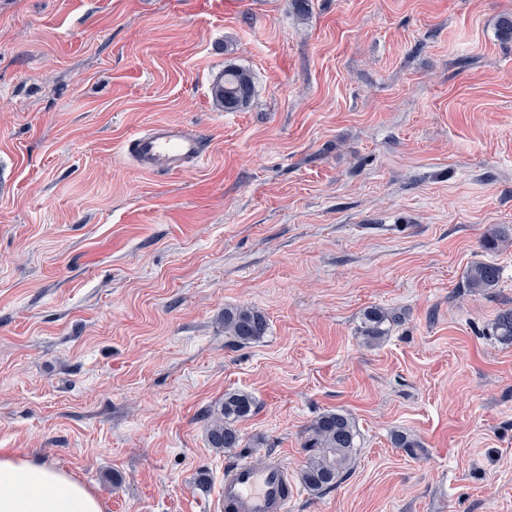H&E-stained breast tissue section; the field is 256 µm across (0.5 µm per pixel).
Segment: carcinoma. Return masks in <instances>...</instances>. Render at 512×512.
Returning <instances> with one entry per match:
<instances>
[{
	"label": "carcinoma",
	"instance_id": "1",
	"mask_svg": "<svg viewBox=\"0 0 512 512\" xmlns=\"http://www.w3.org/2000/svg\"><path fill=\"white\" fill-rule=\"evenodd\" d=\"M213 98L225 111L245 108L254 93L251 73L234 65L224 66V73L211 87ZM501 270L493 262L475 261L466 272L467 287L486 292L498 287ZM396 317L380 308L364 313L360 334L367 344H376L388 336ZM268 329L266 316L249 307L224 309V333L239 346L259 341ZM493 335L502 344L512 345V308L501 310L493 324ZM254 398L244 392L228 393L220 413L214 417L206 431L210 447L229 451L242 447L244 438L237 423L248 419L254 411ZM358 432L349 414L342 410L321 414L310 426L306 461L300 472L301 483L313 492L332 490L347 474L358 451Z\"/></svg>",
	"mask_w": 512,
	"mask_h": 512
}]
</instances>
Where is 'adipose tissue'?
Masks as SVG:
<instances>
[{
    "instance_id": "ef3b65f1",
    "label": "adipose tissue",
    "mask_w": 512,
    "mask_h": 512,
    "mask_svg": "<svg viewBox=\"0 0 512 512\" xmlns=\"http://www.w3.org/2000/svg\"><path fill=\"white\" fill-rule=\"evenodd\" d=\"M0 512H105V504L68 473L0 450Z\"/></svg>"
}]
</instances>
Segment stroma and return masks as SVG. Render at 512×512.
I'll use <instances>...</instances> for the list:
<instances>
[{
	"mask_svg": "<svg viewBox=\"0 0 512 512\" xmlns=\"http://www.w3.org/2000/svg\"><path fill=\"white\" fill-rule=\"evenodd\" d=\"M512 0H0V448L106 512H211L225 462L298 476L308 427L359 431L291 512H512ZM249 70L250 105L212 97ZM204 131L199 167L122 144ZM501 269L472 291V262ZM263 311L262 340L224 333ZM372 307L397 315L364 345ZM244 447L209 448L226 393ZM403 432L419 443L394 447ZM211 93L224 111L242 110L253 97V77L246 69L231 64L226 65L224 73L212 84ZM122 151L142 172H183L200 166L207 159L209 145L199 130L157 122L128 138ZM267 329V318L258 309L234 307L224 311V333L241 347L259 341Z\"/></svg>",
	"mask_w": 512,
	"mask_h": 512,
	"instance_id": "35a3bbf8",
	"label": "stroma"
}]
</instances>
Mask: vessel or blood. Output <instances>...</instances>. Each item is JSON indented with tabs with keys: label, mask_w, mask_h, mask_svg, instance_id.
Returning <instances> with one entry per match:
<instances>
[{
	"label": "vessel or blood",
	"mask_w": 512,
	"mask_h": 512,
	"mask_svg": "<svg viewBox=\"0 0 512 512\" xmlns=\"http://www.w3.org/2000/svg\"><path fill=\"white\" fill-rule=\"evenodd\" d=\"M122 151L145 173L183 172L200 166L209 152L201 131L154 123L128 138ZM294 490L287 467L275 460L242 459L224 469L220 512H288Z\"/></svg>",
	"instance_id": "1"
}]
</instances>
